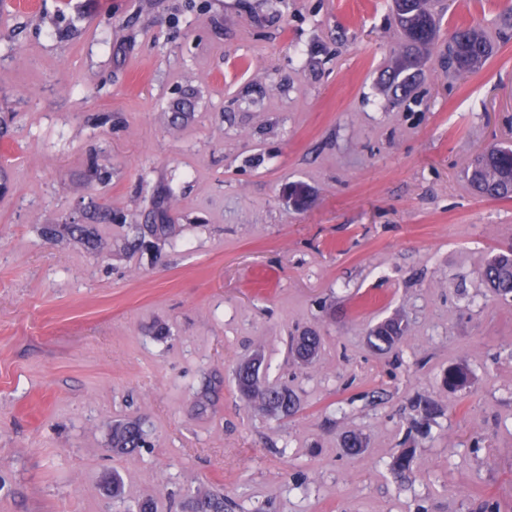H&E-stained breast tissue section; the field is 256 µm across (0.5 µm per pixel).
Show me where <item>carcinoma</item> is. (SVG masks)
I'll return each instance as SVG.
<instances>
[{"label": "carcinoma", "instance_id": "cac0c4a2", "mask_svg": "<svg viewBox=\"0 0 512 512\" xmlns=\"http://www.w3.org/2000/svg\"><path fill=\"white\" fill-rule=\"evenodd\" d=\"M393 11L405 42V50L398 56L388 77L394 100L401 102L416 80L424 49L433 45L438 36L439 20L431 0H393ZM494 45L489 34L476 26L456 29L448 43V67L462 74L479 70L492 56ZM467 182L472 192L490 199L512 198V146L492 147L466 168ZM134 240L145 243L151 238L157 242L176 237L179 228L174 224H133ZM40 234L53 241H64L79 236V241L98 246L102 237L85 224H46ZM482 276L495 294H512V248L491 255ZM407 333V324L399 316L378 324L370 332L373 346L379 350L392 347ZM321 337L304 333L292 339L291 351L298 360L306 361L315 355ZM249 362L240 364L234 372L236 391L256 410L272 415H290L297 408V396L286 385L254 378ZM471 382L469 371L462 366H450L443 374V384L451 391L466 389ZM148 437L138 420H127L112 426L110 447L116 453H128L145 445ZM102 486L114 499L124 495L122 478L117 474L104 477ZM224 498L209 491H197L194 512H224Z\"/></svg>", "mask_w": 512, "mask_h": 512}]
</instances>
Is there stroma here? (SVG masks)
I'll list each match as a JSON object with an SVG mask.
<instances>
[{"mask_svg": "<svg viewBox=\"0 0 512 512\" xmlns=\"http://www.w3.org/2000/svg\"><path fill=\"white\" fill-rule=\"evenodd\" d=\"M449 2L399 106L380 85L402 44L391 0L0 7V512H118L112 471L158 512H191L200 488L232 512H512V298L479 275L512 245V198L465 174L512 143V40L474 75L441 61L457 26L497 34L512 0ZM92 213L109 251L38 233ZM159 222L175 242L124 249ZM395 315L407 335L374 352ZM303 329L323 339L308 364L287 352ZM259 343L291 416L234 389ZM451 365L469 388L443 386ZM129 415L152 445L113 454ZM130 226L134 242L138 241L141 244L145 243L147 237L157 242H165L179 233L176 224H132Z\"/></svg>", "mask_w": 512, "mask_h": 512, "instance_id": "obj_1", "label": "stroma"}]
</instances>
